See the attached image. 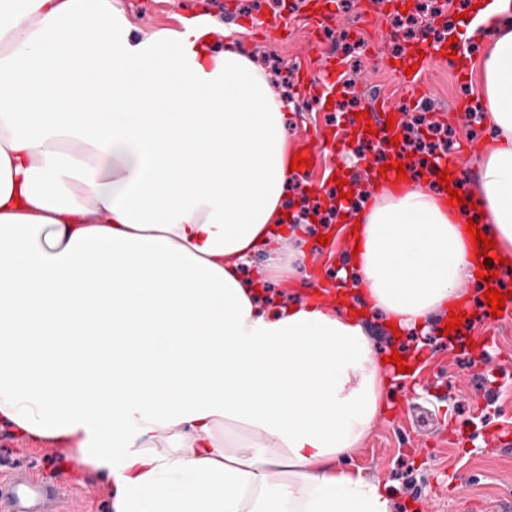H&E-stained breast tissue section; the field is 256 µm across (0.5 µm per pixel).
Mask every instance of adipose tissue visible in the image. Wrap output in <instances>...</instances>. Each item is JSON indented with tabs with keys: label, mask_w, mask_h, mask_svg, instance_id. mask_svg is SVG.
<instances>
[{
	"label": "adipose tissue",
	"mask_w": 512,
	"mask_h": 512,
	"mask_svg": "<svg viewBox=\"0 0 512 512\" xmlns=\"http://www.w3.org/2000/svg\"><path fill=\"white\" fill-rule=\"evenodd\" d=\"M490 9L475 204L435 165L354 205L336 277L400 330L483 286L467 221L512 268V0ZM222 30L0 0V424L100 473L113 512H390L344 466L393 384L346 291L267 310L246 274L288 233L296 105Z\"/></svg>",
	"instance_id": "ef3b65f1"
}]
</instances>
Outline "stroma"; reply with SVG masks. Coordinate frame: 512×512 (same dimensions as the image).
<instances>
[{
	"instance_id": "35a3bbf8",
	"label": "stroma",
	"mask_w": 512,
	"mask_h": 512,
	"mask_svg": "<svg viewBox=\"0 0 512 512\" xmlns=\"http://www.w3.org/2000/svg\"><path fill=\"white\" fill-rule=\"evenodd\" d=\"M132 23L145 31L177 27L182 16L197 14L240 29L237 41L253 53L278 91L287 93L298 110L288 123L293 146L317 131H336V109L318 99L311 84L322 77L323 62L308 51L314 40L348 61L347 72L361 102L374 95L391 97L397 79L385 62L394 51V37L386 8L373 6L377 24L361 28L362 0L350 9L328 7L327 0H122ZM481 50L471 47L467 67L456 68L447 58L437 60L425 75L437 118L449 124L458 141L475 143L472 159L461 161L458 177L475 183L479 164L494 143L480 115L462 122L453 111L458 103L479 96L478 64ZM340 162L330 144H322L317 159L303 180L310 198L336 191L334 179ZM320 278L314 272L273 273L265 283L269 292L288 301L311 298ZM363 324L376 356L394 353L415 365L416 336L395 337L387 317L368 311ZM444 319L431 324L429 334L437 348L424 364L427 376L402 379L394 398L368 431L361 446L349 457L347 469L367 479L388 483L391 512H501L502 499L512 492V446L487 445L482 426L512 428V323L496 329L489 350L499 363L491 382H484L468 364L471 351L465 342L442 337ZM29 467L46 479L60 482L70 494L73 512H110L107 485L97 474L79 466H66L58 445L43 439L13 434L0 427V475L12 468ZM468 485L457 493V474Z\"/></svg>"
}]
</instances>
